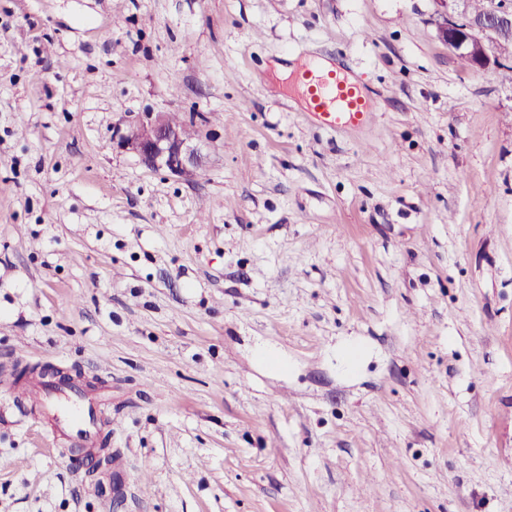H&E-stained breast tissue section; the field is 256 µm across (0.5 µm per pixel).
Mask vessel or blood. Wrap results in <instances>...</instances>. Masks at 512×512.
<instances>
[{"instance_id": "obj_1", "label": "vessel or blood", "mask_w": 512, "mask_h": 512, "mask_svg": "<svg viewBox=\"0 0 512 512\" xmlns=\"http://www.w3.org/2000/svg\"><path fill=\"white\" fill-rule=\"evenodd\" d=\"M297 81L309 103L310 121L330 129H357L373 116L374 103L363 85L344 72L317 64L301 69ZM26 397L42 404L49 418L48 437L65 439L75 448H94L100 430L93 420V404L81 393L42 384L25 387Z\"/></svg>"}]
</instances>
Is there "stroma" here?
Segmentation results:
<instances>
[{
  "label": "stroma",
  "instance_id": "stroma-1",
  "mask_svg": "<svg viewBox=\"0 0 512 512\" xmlns=\"http://www.w3.org/2000/svg\"><path fill=\"white\" fill-rule=\"evenodd\" d=\"M437 9L0 0V512H512V83ZM308 59L365 128L306 119L274 67ZM143 112L202 136L194 180L116 149ZM47 368L120 510L20 400Z\"/></svg>",
  "mask_w": 512,
  "mask_h": 512
}]
</instances>
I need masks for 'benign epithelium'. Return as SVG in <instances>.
Returning a JSON list of instances; mask_svg holds the SVG:
<instances>
[{
	"label": "benign epithelium",
	"mask_w": 512,
	"mask_h": 512,
	"mask_svg": "<svg viewBox=\"0 0 512 512\" xmlns=\"http://www.w3.org/2000/svg\"><path fill=\"white\" fill-rule=\"evenodd\" d=\"M442 8L438 32L442 41L473 70L498 67L512 54V0H489L481 14L473 13L469 0H435ZM116 148L134 155L146 167L189 181L206 161L203 143L172 124L164 112H148L132 118L116 130ZM50 384L82 389L83 383L48 369Z\"/></svg>",
	"instance_id": "1"
}]
</instances>
